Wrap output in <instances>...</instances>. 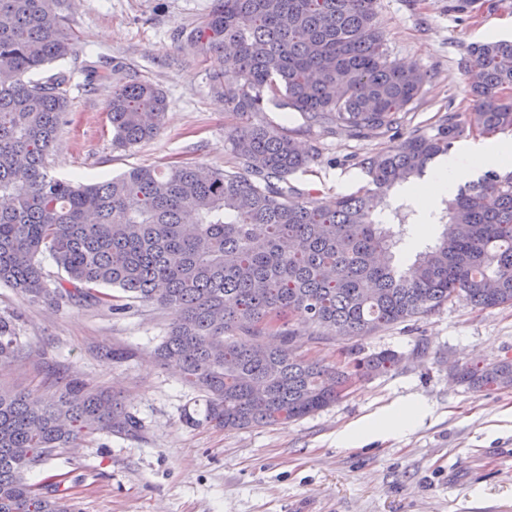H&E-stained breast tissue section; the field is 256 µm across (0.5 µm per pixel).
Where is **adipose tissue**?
<instances>
[{
	"label": "adipose tissue",
	"mask_w": 512,
	"mask_h": 512,
	"mask_svg": "<svg viewBox=\"0 0 512 512\" xmlns=\"http://www.w3.org/2000/svg\"><path fill=\"white\" fill-rule=\"evenodd\" d=\"M478 159L490 166L512 169V140L500 142L492 148L481 142L470 143L463 152L452 155L435 169L429 180L420 187V195L433 197L452 189L473 174L474 162ZM427 413L426 403L421 399L394 403L382 415L368 417L340 431L336 436V445L340 448L361 447L405 434L415 429Z\"/></svg>",
	"instance_id": "ef3b65f1"
}]
</instances>
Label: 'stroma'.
I'll list each match as a JSON object with an SVG mask.
<instances>
[{
	"label": "stroma",
	"instance_id": "35a3bbf8",
	"mask_svg": "<svg viewBox=\"0 0 512 512\" xmlns=\"http://www.w3.org/2000/svg\"><path fill=\"white\" fill-rule=\"evenodd\" d=\"M212 0H64L76 52L49 65L70 76L71 110L46 158L50 173L91 184L135 167L191 162L231 169L228 134L236 117L208 90L210 63L175 33L192 27ZM454 0H378L391 58L428 70L431 80L399 132L358 139L346 131L302 133L299 113L266 108L274 123L297 130L319 156L292 180L319 202L368 186L361 166L400 135L434 133L442 116L470 109L466 48L504 37L512 0L468 12ZM120 61L166 95L156 136L130 149L112 146L106 106L110 83L86 86L83 68ZM0 315L13 318L30 359L0 367V386L52 393L72 379L118 393L141 419L137 436L98 433L77 450L29 473L53 481L76 512H512V387L472 391L452 380L460 363L512 355V306L481 310L466 296L436 311L367 336L300 334L297 354L346 366L384 350L388 370L354 380L335 403L285 425L227 431L204 417L201 393L153 351L177 322L175 310L131 303L125 313L102 306L29 303L0 284ZM409 398L431 414L414 430L361 448H340L336 435Z\"/></svg>",
	"mask_w": 512,
	"mask_h": 512
}]
</instances>
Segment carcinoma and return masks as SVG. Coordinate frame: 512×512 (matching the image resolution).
Segmentation results:
<instances>
[{
  "instance_id": "carcinoma-1",
  "label": "carcinoma",
  "mask_w": 512,
  "mask_h": 512,
  "mask_svg": "<svg viewBox=\"0 0 512 512\" xmlns=\"http://www.w3.org/2000/svg\"><path fill=\"white\" fill-rule=\"evenodd\" d=\"M63 0H0V284L32 303L112 308L130 301L179 311L155 349L204 394L207 418L229 430L295 422L335 402L353 377L383 372L381 351L345 370L293 353L295 318L316 335L366 336L466 294L474 306L512 305V171L490 169L443 200L440 238L401 253L414 209L391 207L393 187L423 175L468 130L512 131V42L467 48L472 107L436 134L409 133L361 164L370 187L322 204L288 176L318 157L265 105L300 113L306 127L384 135L401 124L430 73L389 58L377 0H212L178 37L213 65L211 92L240 125L232 170L137 167L85 185L50 176L46 158L69 112L70 78H30L75 52ZM106 111L112 146L131 148L163 125L166 98L121 65ZM64 276L49 280L40 256ZM29 350L0 316V366ZM456 380L482 391L512 386V357L463 363ZM141 420L112 393L74 381L57 394L0 389V512H75L27 474L101 431L134 435Z\"/></svg>"
}]
</instances>
